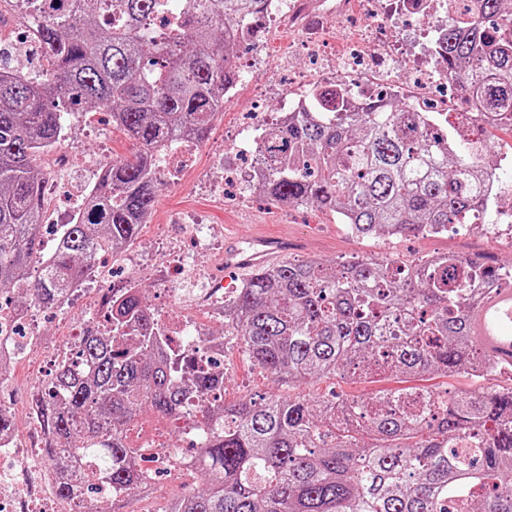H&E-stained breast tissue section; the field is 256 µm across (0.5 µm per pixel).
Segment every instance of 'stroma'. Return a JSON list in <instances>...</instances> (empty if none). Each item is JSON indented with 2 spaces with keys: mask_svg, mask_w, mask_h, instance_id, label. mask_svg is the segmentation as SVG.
<instances>
[{
  "mask_svg": "<svg viewBox=\"0 0 512 512\" xmlns=\"http://www.w3.org/2000/svg\"><path fill=\"white\" fill-rule=\"evenodd\" d=\"M265 29L272 35L268 45L255 50L243 48L239 54L251 59L255 79L267 89L266 103L274 112L285 99L299 93L298 75L314 70L315 63L301 50L289 58L281 57L279 45L297 41L299 33L296 28L281 29L269 21ZM252 102V93L244 91L227 103L202 143L196 161L185 169L180 182L162 186L154 205V221L144 226L137 240L138 246L144 250V263L154 260L155 236L160 228H167L173 235L178 233L180 225L192 223L210 226L220 238L229 234L248 238L261 232L284 235L294 245L291 257L317 259L335 269L354 257H377L386 262L407 263L434 253L462 257L480 255L500 264L512 263V238L504 234L475 237L452 229L442 235L362 239L351 235L345 225L313 206L276 205L259 195L216 196L208 184L223 160L224 132L240 128L246 113L253 108ZM68 131L90 154L123 158L131 156L134 151L131 141L112 129L104 115L90 121L83 113H74L69 118ZM98 173V168L82 165L67 171L53 185L54 192L43 213L44 222L59 223L65 211L79 206L83 187L96 181ZM225 363L224 399L228 402L254 395L275 394L306 398L328 397L335 392L367 396L413 383L457 392L474 391L484 384H512V379L505 376H493L480 382L467 375L448 378L426 375L413 381L399 373L389 372L372 383L354 384L332 377L290 388L243 359L236 345H229ZM43 367L44 354L38 350L17 360L0 379L5 385L0 391V406L8 409L11 416H20L28 395L40 388Z\"/></svg>",
  "mask_w": 512,
  "mask_h": 512,
  "instance_id": "35a3bbf8",
  "label": "stroma"
}]
</instances>
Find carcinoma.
Returning a JSON list of instances; mask_svg holds the SVG:
<instances>
[{"instance_id":"cac0c4a2","label":"carcinoma","mask_w":512,"mask_h":512,"mask_svg":"<svg viewBox=\"0 0 512 512\" xmlns=\"http://www.w3.org/2000/svg\"><path fill=\"white\" fill-rule=\"evenodd\" d=\"M35 23L42 60L25 78L0 55V291L21 288L50 310L103 253L133 244L160 181L154 157L188 135L202 142L224 111L239 71L233 30L265 20L267 0H9ZM505 0H481L495 23ZM450 80L475 76L469 97L493 128L512 130V25L443 34L436 50ZM319 112H290L253 160L260 195L315 205L358 238L440 234L484 224L487 143H459L441 113L400 100L343 112L340 93L312 92ZM106 112L138 146L103 165L81 221L47 254L43 147L74 112ZM512 265L441 255L395 268L357 258L339 270L315 259L253 271L224 301V327L244 359L288 385L340 375L364 382L492 373L512 367L491 353L485 327L512 332ZM110 335L84 323L80 368L57 369L35 411L43 453L68 470L63 501L101 479L112 505L143 483L138 418L169 422L188 395L223 426L202 433L195 469L205 488L164 512H512V386L475 393L399 391L321 400L272 395L218 398L224 373L193 370L140 289L113 288ZM89 462V484L71 470Z\"/></svg>"}]
</instances>
